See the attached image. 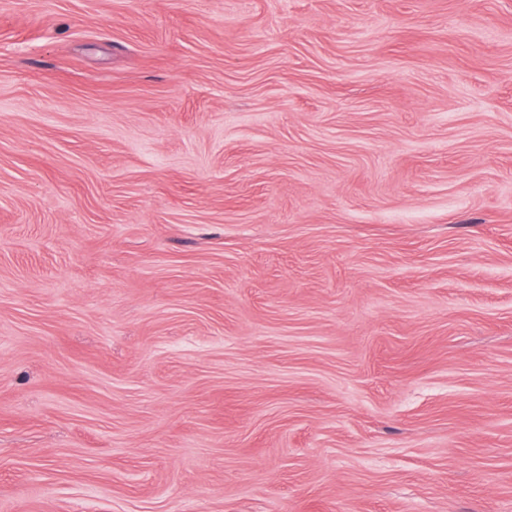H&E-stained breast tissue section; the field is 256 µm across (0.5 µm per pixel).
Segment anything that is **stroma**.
Returning a JSON list of instances; mask_svg holds the SVG:
<instances>
[{
    "mask_svg": "<svg viewBox=\"0 0 512 512\" xmlns=\"http://www.w3.org/2000/svg\"><path fill=\"white\" fill-rule=\"evenodd\" d=\"M0 512H512V0H0Z\"/></svg>",
    "mask_w": 512,
    "mask_h": 512,
    "instance_id": "obj_1",
    "label": "stroma"
}]
</instances>
